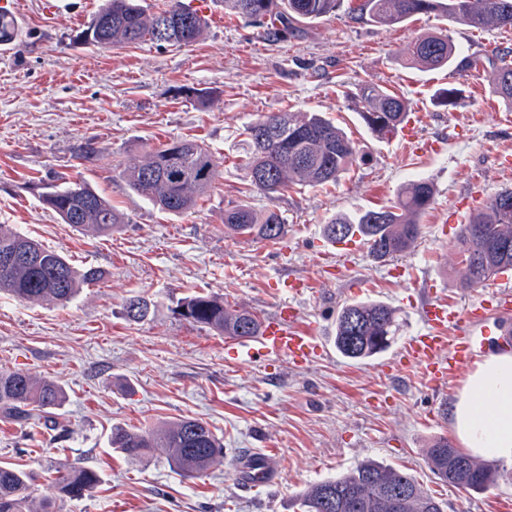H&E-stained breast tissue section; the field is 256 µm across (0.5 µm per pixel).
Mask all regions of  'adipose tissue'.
Instances as JSON below:
<instances>
[{
  "label": "adipose tissue",
  "instance_id": "ef3b65f1",
  "mask_svg": "<svg viewBox=\"0 0 512 512\" xmlns=\"http://www.w3.org/2000/svg\"><path fill=\"white\" fill-rule=\"evenodd\" d=\"M452 421L474 455L512 462V354L484 357L459 394Z\"/></svg>",
  "mask_w": 512,
  "mask_h": 512
}]
</instances>
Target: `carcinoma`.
Masks as SVG:
<instances>
[{
	"label": "carcinoma",
	"instance_id": "cac0c4a2",
	"mask_svg": "<svg viewBox=\"0 0 512 512\" xmlns=\"http://www.w3.org/2000/svg\"><path fill=\"white\" fill-rule=\"evenodd\" d=\"M343 0H224L230 15L267 25L268 33L282 36L298 23H309L336 13ZM427 13H438L471 29L512 28V0H360L349 6L350 17H368L381 25H395ZM95 15L109 25H86L74 40L88 46L112 47L149 41L158 47L188 46L206 28L205 16L191 10L183 0H166L165 7L149 13L139 0H103ZM15 18L0 10V45L22 37ZM407 64L422 71L467 69L472 58L462 59L446 34L426 33L416 37L407 52ZM491 68L490 92L512 109V56L494 55L482 60ZM366 105L361 118L380 137H393L407 116L408 102L390 88L369 84L359 88ZM461 89L450 83L438 91L434 102L452 109ZM248 152L244 163L250 187L274 199L294 186H322L336 182L360 155L357 144L331 119L318 113L275 112L244 128ZM220 161L202 143L178 139L150 149L144 159L128 165L122 178L132 192L159 211L188 213L212 188ZM433 185L412 181L396 201L375 210L342 213L323 226L332 242L358 236L375 260L407 252L421 237L420 215L433 202ZM42 199L72 227L110 235L127 217L84 179L53 186ZM224 231L254 240L274 242L284 232L280 214L263 213L240 204L224 211ZM17 251L40 259L32 264L18 261L0 269V294L17 300L45 301L65 306L80 288L99 282L103 272L95 267L78 269L66 256L33 238L0 225V256ZM453 251L462 274L459 287H482L499 274L512 270V188L491 195L469 222L459 226ZM153 304L143 297L126 300L129 320L140 322ZM178 314L192 325L207 327L219 335L248 339L258 335L260 318L234 308L213 294H193L182 299ZM398 329L397 310L382 301H354L337 313L331 341L344 358L362 361L386 351ZM65 401L63 387L50 378H37L21 370L0 371V416L19 423L34 414H53ZM112 448L132 461L147 459L152 449L166 448L172 466L185 478H198L224 455V444L209 425L183 418L158 429L115 426ZM425 464L437 478L461 491L483 492L496 485L501 473L477 462L438 436L425 448ZM53 483L70 500H81L100 482L89 469L74 467L54 471ZM33 484L24 470L0 465V512H28ZM301 512H444L442 500L425 492L414 476L404 470L366 460L351 471L314 482L303 491Z\"/></svg>",
	"mask_w": 512,
	"mask_h": 512
}]
</instances>
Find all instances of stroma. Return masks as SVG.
Returning <instances> with one entry per match:
<instances>
[{
  "label": "stroma",
  "instance_id": "1",
  "mask_svg": "<svg viewBox=\"0 0 512 512\" xmlns=\"http://www.w3.org/2000/svg\"><path fill=\"white\" fill-rule=\"evenodd\" d=\"M101 3L12 0L27 36L0 51V224L105 273L64 307L0 296V370L48 377L66 391L54 419H0V464L37 473L35 503L55 500L57 512H299L307 485L368 459L411 473L447 512H512V463L510 478L471 494L426 466L427 443L454 434L452 402L434 396L416 370L385 377L373 362L334 351L307 367L269 365L175 312L184 297L211 293L266 316L280 300L271 281L294 275L322 284L296 303L325 342L344 303L373 298L394 307L400 328L390 359L421 327V289L465 304L451 250L456 230L444 222L453 212L467 223L489 196L512 187V110L490 94L484 70L457 75L463 93L455 108L435 106L447 72L405 66L402 53L427 32L448 35L465 56L512 51V29L475 30L434 14L384 26L339 11L275 38L211 0L205 31L187 47L74 45ZM372 83L404 96L407 126L438 150L413 153L403 135L371 133L356 93ZM285 111L324 113L360 146L362 160L329 186L273 200L253 190L242 170L243 129ZM184 137L219 159V175L195 210L162 213L119 172L158 143ZM87 141L96 155L82 165L75 155ZM61 176L90 181L126 224L100 237L62 223L41 198ZM418 177L435 195L410 252L379 262L325 241L333 215L388 205ZM240 204L277 210L281 239L225 235L224 212ZM131 296L152 301L146 320L127 318ZM184 417L207 422L224 442L223 461L199 478L174 471L165 449L132 463L111 447L113 427ZM267 448L277 453L272 483L241 489L234 459ZM64 465L96 470L102 481L81 500L59 498L47 473Z\"/></svg>",
  "mask_w": 512,
  "mask_h": 512
}]
</instances>
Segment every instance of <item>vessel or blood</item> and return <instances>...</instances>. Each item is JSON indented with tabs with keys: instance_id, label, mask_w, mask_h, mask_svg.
I'll return each instance as SVG.
<instances>
[{
	"instance_id": "obj_1",
	"label": "vessel or blood",
	"mask_w": 512,
	"mask_h": 512,
	"mask_svg": "<svg viewBox=\"0 0 512 512\" xmlns=\"http://www.w3.org/2000/svg\"><path fill=\"white\" fill-rule=\"evenodd\" d=\"M423 328L403 343L395 362L379 366L390 373L392 365L418 369L429 390L445 394L453 390L472 369L478 353L486 347L512 345V331L502 328L495 340L485 337L489 316L512 312V283L498 288L472 289L469 302L461 307L425 296L417 306ZM300 308L283 300L275 312L262 321L257 338L259 350L268 360L283 359L293 366H307L324 355L315 324H303ZM276 453L246 452L236 458L238 483L254 487L268 483L276 467Z\"/></svg>"
}]
</instances>
